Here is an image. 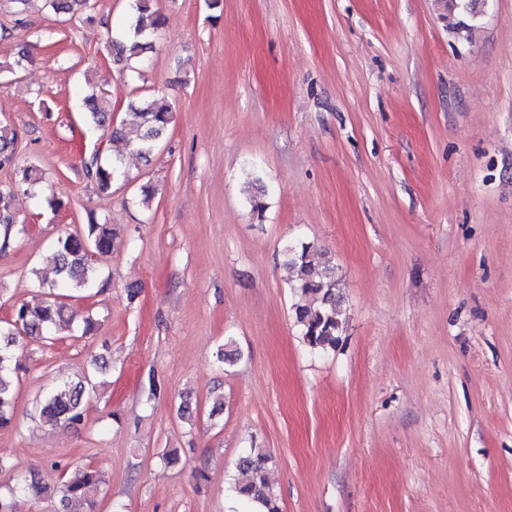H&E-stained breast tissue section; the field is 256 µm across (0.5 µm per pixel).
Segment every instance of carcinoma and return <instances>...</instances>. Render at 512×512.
<instances>
[{"label": "carcinoma", "instance_id": "carcinoma-1", "mask_svg": "<svg viewBox=\"0 0 512 512\" xmlns=\"http://www.w3.org/2000/svg\"><path fill=\"white\" fill-rule=\"evenodd\" d=\"M46 7L59 16H75L92 11L96 0H44ZM484 0H448L449 13L475 18ZM162 13L153 9L152 0H131L130 12L124 28L110 37L108 49L120 71L138 73L131 64L142 59L153 48L165 26ZM85 118L96 128L110 132V138H120L124 129L130 128L135 137L127 140L132 150L147 156L153 153L167 134L173 121V109L165 96H149L131 105V112L113 125L112 101L105 92H91L83 97ZM17 132L8 123H0V170H12L16 175L13 186L0 189V252L9 248L19 229L15 227L10 211V199L24 186L37 184L42 176L32 166H23L16 154ZM85 178L106 193L115 181L125 176L121 155H109L97 148L82 162ZM116 233L112 225L92 223L82 234H64L51 243L52 260L56 279L40 280V294L31 300L13 305L11 314L0 320V429L8 428L14 421L15 380L23 366L14 356L17 346L30 342H48L62 330H71L69 314L72 298L82 299L95 288L98 273L93 264L97 253L112 250ZM286 266L293 273L291 288L315 296V303L298 306L295 320L300 327L303 341L312 350L336 349L344 329L345 320L338 307V280L330 261L315 258L311 246L300 245L287 249ZM95 385L94 378L83 376L67 380L49 390L37 403L40 420L52 427L67 429L80 424L84 418V401ZM268 456L251 452L242 457L239 467L247 479L236 484L237 496L259 505L263 512H280L266 476ZM100 471L86 465L63 475L56 488L57 512H70L75 501L95 505L102 492ZM24 494L33 499L47 496V488L26 479L18 482L13 496L0 497V512H16L14 495Z\"/></svg>", "mask_w": 512, "mask_h": 512}]
</instances>
